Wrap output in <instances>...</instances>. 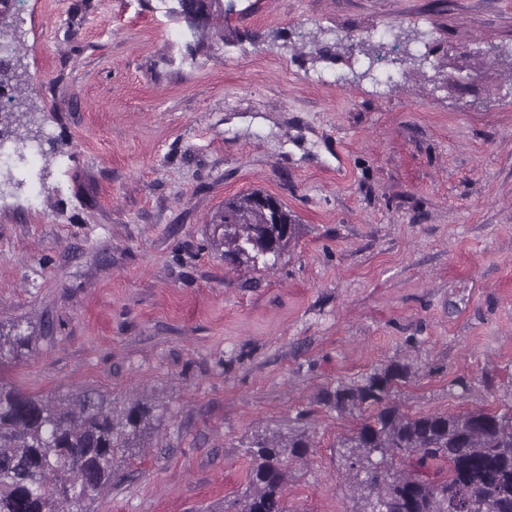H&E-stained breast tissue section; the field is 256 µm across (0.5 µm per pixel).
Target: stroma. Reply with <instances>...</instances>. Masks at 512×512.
Segmentation results:
<instances>
[{"label":"stroma","mask_w":512,"mask_h":512,"mask_svg":"<svg viewBox=\"0 0 512 512\" xmlns=\"http://www.w3.org/2000/svg\"><path fill=\"white\" fill-rule=\"evenodd\" d=\"M205 37L178 0H19L0 142V386L155 419L80 512H223L253 434L303 431L290 512H350L319 396L392 361L411 414L512 408V0H235ZM415 59L364 74L352 35ZM334 161L321 159V150ZM297 237L224 261L225 199Z\"/></svg>","instance_id":"35a3bbf8"}]
</instances>
